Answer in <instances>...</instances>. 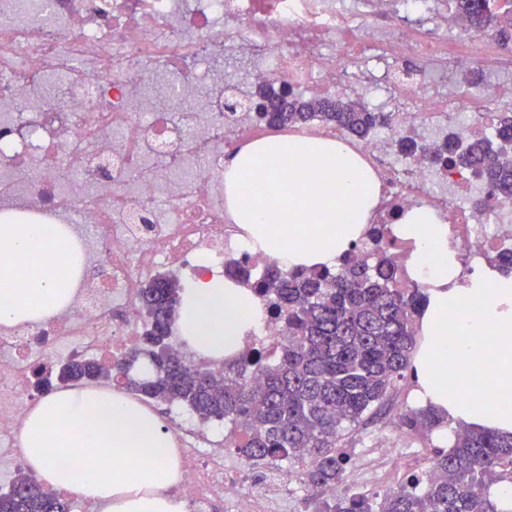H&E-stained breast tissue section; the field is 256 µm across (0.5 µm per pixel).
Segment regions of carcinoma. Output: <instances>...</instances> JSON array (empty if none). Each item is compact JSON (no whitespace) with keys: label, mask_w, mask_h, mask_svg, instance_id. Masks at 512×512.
Wrapping results in <instances>:
<instances>
[{"label":"carcinoma","mask_w":512,"mask_h":512,"mask_svg":"<svg viewBox=\"0 0 512 512\" xmlns=\"http://www.w3.org/2000/svg\"><path fill=\"white\" fill-rule=\"evenodd\" d=\"M455 14L470 30L490 32L512 50L509 0H453ZM274 112H257L260 124L330 123L351 136L364 137L389 121L357 100L330 96L305 99L285 85L258 93ZM490 139L448 137L434 147L413 136L399 139L407 153L426 152L442 168H467L494 191L512 195V112L495 114ZM392 241L384 224H373L367 245H354L341 265L285 271L276 264L253 274L235 260L224 274L248 284L269 301L270 315L288 326L271 349H254L237 360L233 374L188 365L168 344L180 302V281L154 277L140 289L139 304L151 320L137 347L102 364L75 359L66 364L68 381L110 379L146 400L179 404L201 421H222L241 434L237 453L253 466L297 465L312 493L314 512H500L485 489L512 481V437L460 429L451 448L434 450L431 470L378 499L349 488L336 492L348 463L342 451L346 431L373 421L386 405L396 381L411 368L415 348L414 317L426 294L401 288L398 264L389 254ZM491 266L512 273V248H502ZM149 359L152 373L134 378L130 371ZM401 425L432 430L442 424L429 409L400 417ZM0 512H70L60 493L48 492L33 478L19 475L0 493Z\"/></svg>","instance_id":"obj_1"}]
</instances>
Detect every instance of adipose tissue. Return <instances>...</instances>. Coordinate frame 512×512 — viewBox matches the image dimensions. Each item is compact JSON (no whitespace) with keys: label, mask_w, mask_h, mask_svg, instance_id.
Returning a JSON list of instances; mask_svg holds the SVG:
<instances>
[{"label":"adipose tissue","mask_w":512,"mask_h":512,"mask_svg":"<svg viewBox=\"0 0 512 512\" xmlns=\"http://www.w3.org/2000/svg\"><path fill=\"white\" fill-rule=\"evenodd\" d=\"M260 171L276 201L246 204ZM378 196L365 162L336 140L270 135L224 164L225 205L243 240L285 270L337 265L368 233ZM394 232L414 243L408 276L428 285L412 360L415 406L436 411L446 438L460 426L512 434V275L487 267L462 275L448 226L429 206L408 209ZM75 253L66 225L1 219L0 325L42 319L64 304ZM182 286L176 326L191 351L223 358L264 322L260 301L228 278ZM20 446L45 486L102 501L109 512H184L170 492L183 478L171 434L125 392L45 395L23 422ZM90 448L98 451L91 462Z\"/></svg>","instance_id":"1"}]
</instances>
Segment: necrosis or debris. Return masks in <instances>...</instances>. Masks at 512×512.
I'll list each match as a JSON object with an SVG mask.
<instances>
[{
  "instance_id": "1",
  "label": "necrosis or debris",
  "mask_w": 512,
  "mask_h": 512,
  "mask_svg": "<svg viewBox=\"0 0 512 512\" xmlns=\"http://www.w3.org/2000/svg\"><path fill=\"white\" fill-rule=\"evenodd\" d=\"M397 17L393 30L358 29L367 16ZM355 31L362 59L396 69L350 89L389 124L348 139L381 185L373 223L395 224L431 206L462 252L464 270L512 245V197L484 193L464 169L440 171L394 148L406 129L434 137L448 98L470 101L456 128L493 132V110L469 87L446 94L416 59L465 71L483 62L500 95L512 97V67L491 35L451 43L453 20L440 0H0V216L65 224L80 247L82 274L68 302L49 318L0 325V465L22 466L18 431L35 396V366L74 357L106 360L134 347L145 322L138 294L145 278L223 272L248 255L252 270L270 260L247 253L224 209V153L261 138L249 113L224 109L228 80L215 54L255 61L251 81L335 94L341 65L326 42ZM178 487L190 512H210L216 496H257L229 480L224 463L179 440Z\"/></svg>"
}]
</instances>
